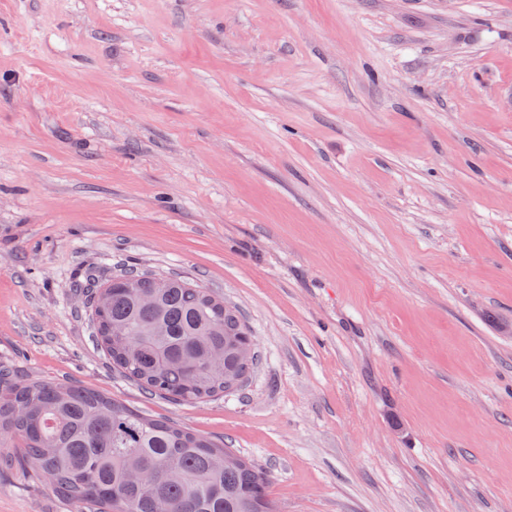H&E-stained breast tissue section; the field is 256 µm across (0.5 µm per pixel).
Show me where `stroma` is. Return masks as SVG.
<instances>
[{
	"mask_svg": "<svg viewBox=\"0 0 512 512\" xmlns=\"http://www.w3.org/2000/svg\"><path fill=\"white\" fill-rule=\"evenodd\" d=\"M220 296L240 393H144L80 288ZM0 365L224 443L275 512H512V0H0ZM0 512H74L19 461Z\"/></svg>",
	"mask_w": 512,
	"mask_h": 512,
	"instance_id": "stroma-1",
	"label": "stroma"
}]
</instances>
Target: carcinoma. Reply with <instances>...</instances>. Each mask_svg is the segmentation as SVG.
<instances>
[{
    "label": "carcinoma",
    "instance_id": "obj_1",
    "mask_svg": "<svg viewBox=\"0 0 512 512\" xmlns=\"http://www.w3.org/2000/svg\"><path fill=\"white\" fill-rule=\"evenodd\" d=\"M93 333L112 367L151 396L195 402L241 389L258 358L238 311L177 276L130 271L86 286ZM108 295L100 310L96 297ZM153 299L150 306L141 296ZM212 350L224 364L206 363ZM50 483L75 512H273L268 475L250 459L174 424L147 418L94 391L21 379L0 366V444Z\"/></svg>",
    "mask_w": 512,
    "mask_h": 512
}]
</instances>
